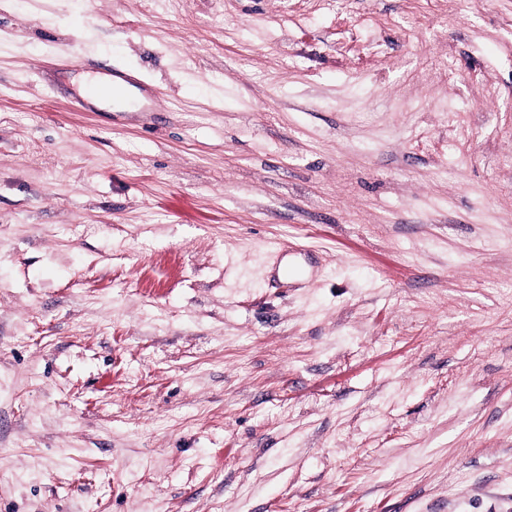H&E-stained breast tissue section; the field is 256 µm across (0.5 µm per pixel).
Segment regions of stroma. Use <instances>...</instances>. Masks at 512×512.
<instances>
[{
  "label": "stroma",
  "mask_w": 512,
  "mask_h": 512,
  "mask_svg": "<svg viewBox=\"0 0 512 512\" xmlns=\"http://www.w3.org/2000/svg\"><path fill=\"white\" fill-rule=\"evenodd\" d=\"M0 512H512V0H0Z\"/></svg>",
  "instance_id": "1"
}]
</instances>
